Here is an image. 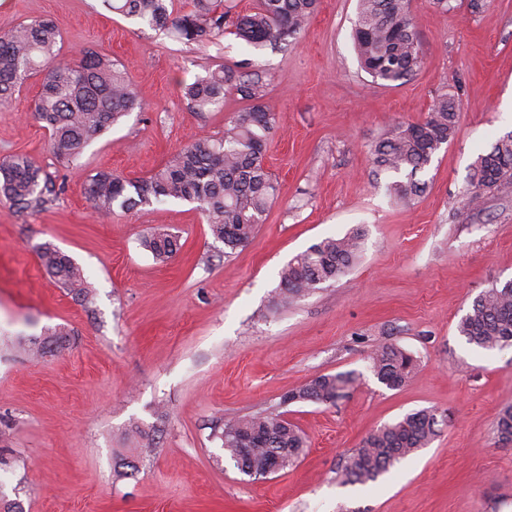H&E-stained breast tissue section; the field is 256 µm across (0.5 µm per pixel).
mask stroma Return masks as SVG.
<instances>
[{"mask_svg": "<svg viewBox=\"0 0 512 512\" xmlns=\"http://www.w3.org/2000/svg\"><path fill=\"white\" fill-rule=\"evenodd\" d=\"M356 5L321 0L304 35L274 50L229 32L196 45L142 31L103 0H0V33L52 20L61 58L109 55L141 104L69 161L29 112L38 78L0 106V160L27 156L63 187L41 211L0 201V512H512V446L496 443L512 347L483 350L457 331L480 292L512 280V187L477 208L465 200L477 157L512 131V0H451L447 11L410 0L423 64L390 86L360 67ZM245 61L278 114L266 152L278 195L246 248L225 254L186 201L90 211L96 171L146 178L188 140L221 137L241 102L198 112L181 87ZM448 90L456 134L420 172L423 193L396 200L369 149ZM157 227L180 239L165 262L140 244ZM352 231L362 251L348 273L281 301V267ZM45 242L83 269L91 303L45 273L34 252ZM60 327L71 333L63 349L38 360L19 351ZM384 344L417 360L401 388L369 368ZM346 371L359 380L336 405L281 402ZM421 409L438 421L427 447L376 482L339 483L371 432ZM280 410L305 434V454L267 477L240 473L215 430ZM142 432L154 444L124 475L116 453Z\"/></svg>", "mask_w": 512, "mask_h": 512, "instance_id": "1", "label": "stroma"}]
</instances>
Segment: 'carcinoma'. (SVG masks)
Masks as SVG:
<instances>
[{
  "instance_id": "1",
  "label": "carcinoma",
  "mask_w": 512,
  "mask_h": 512,
  "mask_svg": "<svg viewBox=\"0 0 512 512\" xmlns=\"http://www.w3.org/2000/svg\"><path fill=\"white\" fill-rule=\"evenodd\" d=\"M106 7L150 29L165 30L180 40L205 43L224 29L226 13L220 0H190V10L177 12L172 0H104ZM319 0H258L254 11L240 16L236 35L251 46L278 48L304 32ZM353 39L362 68L373 82H401L422 62L417 26L409 0H357ZM61 34L48 19L23 22L0 33V105L7 103L33 75H41L40 91L31 105L32 117L46 128L53 153L78 157L139 103L128 77L108 56L87 50L78 61H65L58 50ZM190 108L220 112L232 95L246 103L213 140H190L157 172L147 178H126L99 170L89 181L87 200L99 213L114 207L134 210L153 202H196L211 236L233 253L254 237L277 194L265 166L267 141L278 121L263 102L266 83L251 70L218 67L181 89ZM458 112L455 97L441 94L421 121L401 123L371 148L374 172L393 173L387 184L398 200L422 191L417 174L430 164L443 144L455 136ZM512 185V132L499 137L478 156L469 176L467 203L476 205L485 190ZM58 193L56 184L30 159L13 156L0 162V199L22 210H43ZM141 246L165 262L180 249L179 239L156 228ZM362 249L359 233L328 237L294 256L279 272L283 299L300 298L321 284L334 282L357 261ZM46 273L75 298L91 302L84 271L50 243L37 247ZM465 340L483 350L512 346V281L493 286L474 298L458 323ZM69 333L56 328L33 350L43 356L62 346ZM370 368L391 389L402 387L416 367V359L396 345H382L370 355ZM358 380L352 372L323 374L282 397V403L313 402L334 405ZM436 414L422 409L370 433L361 448L344 460L341 483L375 481L388 468L436 435ZM497 443L512 445V406L496 418ZM221 447L237 469L262 477L270 465L286 468L305 452L302 431L281 413L247 415L224 423Z\"/></svg>"
}]
</instances>
